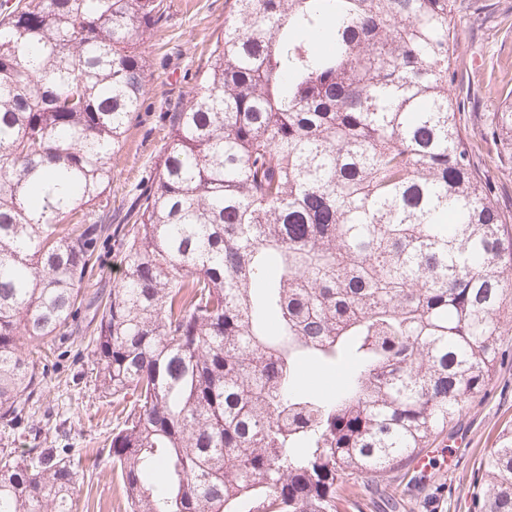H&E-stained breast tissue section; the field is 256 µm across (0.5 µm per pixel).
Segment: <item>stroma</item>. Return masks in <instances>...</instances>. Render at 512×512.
<instances>
[{
    "mask_svg": "<svg viewBox=\"0 0 512 512\" xmlns=\"http://www.w3.org/2000/svg\"><path fill=\"white\" fill-rule=\"evenodd\" d=\"M166 11L144 38L149 81L138 118L112 157V181L99 199L113 223H123L134 188L159 165L170 117L195 86L202 50L220 35L227 0H164ZM475 13L459 25L456 86L467 101L463 123L468 144L482 162L495 201L512 217V157L483 129L496 102L512 90V0H477ZM92 329L56 339L45 356L44 396L14 428L0 426V448L24 452L54 448L70 459L88 512H122L120 480L104 448L118 420L111 398L92 382ZM512 426V357L497 367L485 392L467 400L454 421L430 442L449 462L436 465L428 480L411 479L405 466L387 475L402 512H470L468 488L482 458L500 432Z\"/></svg>",
    "mask_w": 512,
    "mask_h": 512,
    "instance_id": "35a3bbf8",
    "label": "stroma"
}]
</instances>
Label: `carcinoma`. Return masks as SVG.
I'll list each match as a JSON object with an SVG mask.
<instances>
[{"label":"carcinoma","instance_id":"obj_1","mask_svg":"<svg viewBox=\"0 0 512 512\" xmlns=\"http://www.w3.org/2000/svg\"><path fill=\"white\" fill-rule=\"evenodd\" d=\"M465 0H229L137 197L95 388L126 512H341L480 393L512 332V233L453 93ZM163 0H0V424L93 276L96 201ZM492 134L512 153V90ZM353 364L331 393L301 365ZM52 448H0V512H78ZM471 512H512V431Z\"/></svg>","mask_w":512,"mask_h":512}]
</instances>
